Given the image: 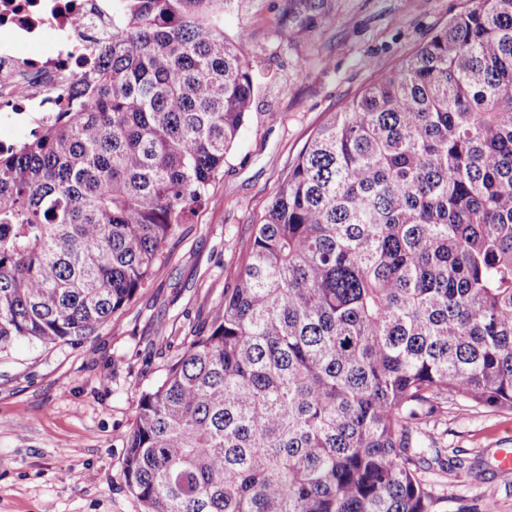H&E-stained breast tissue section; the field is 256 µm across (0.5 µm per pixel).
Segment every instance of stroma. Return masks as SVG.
<instances>
[{
    "mask_svg": "<svg viewBox=\"0 0 512 512\" xmlns=\"http://www.w3.org/2000/svg\"><path fill=\"white\" fill-rule=\"evenodd\" d=\"M462 0H328L307 39L280 23L282 0H228L224 33L246 35L256 91L211 201L182 225L147 288L82 344L18 340L0 350V512H144L123 476L125 435L142 391L185 341L208 333L234 287L255 224L306 142L373 79L460 9ZM172 340L162 347L160 337ZM428 434L464 469L435 471L441 512L481 503L512 512V412L449 405Z\"/></svg>",
    "mask_w": 512,
    "mask_h": 512,
    "instance_id": "1",
    "label": "stroma"
}]
</instances>
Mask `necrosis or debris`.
Returning a JSON list of instances; mask_svg holds the SVG:
<instances>
[{
    "label": "necrosis or debris",
    "instance_id": "1",
    "mask_svg": "<svg viewBox=\"0 0 512 512\" xmlns=\"http://www.w3.org/2000/svg\"><path fill=\"white\" fill-rule=\"evenodd\" d=\"M111 36L112 0H0V129L20 113L35 125L65 108L73 60L92 63ZM22 43L35 52H20Z\"/></svg>",
    "mask_w": 512,
    "mask_h": 512
}]
</instances>
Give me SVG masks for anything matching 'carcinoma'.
<instances>
[{
    "label": "carcinoma",
    "instance_id": "carcinoma-1",
    "mask_svg": "<svg viewBox=\"0 0 512 512\" xmlns=\"http://www.w3.org/2000/svg\"><path fill=\"white\" fill-rule=\"evenodd\" d=\"M322 0H283L307 38ZM224 0H115L74 112L0 150V348L112 322L255 93ZM512 410V0L464 6L304 146L211 330L142 392L145 512H437L444 404Z\"/></svg>",
    "mask_w": 512,
    "mask_h": 512
}]
</instances>
